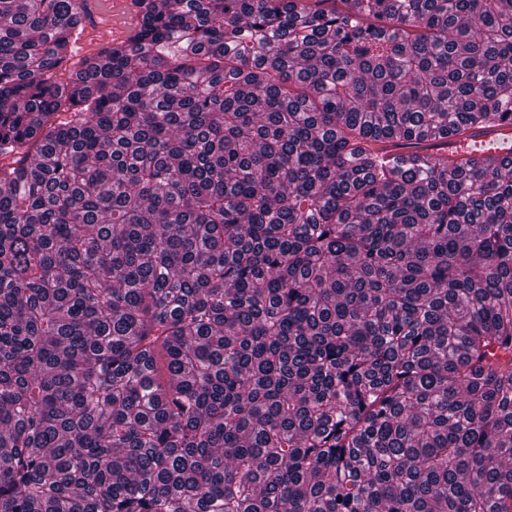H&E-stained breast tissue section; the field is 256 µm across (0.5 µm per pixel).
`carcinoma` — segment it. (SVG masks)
Masks as SVG:
<instances>
[{
    "instance_id": "1",
    "label": "carcinoma",
    "mask_w": 512,
    "mask_h": 512,
    "mask_svg": "<svg viewBox=\"0 0 512 512\" xmlns=\"http://www.w3.org/2000/svg\"><path fill=\"white\" fill-rule=\"evenodd\" d=\"M132 5L0 0V512H512V0ZM100 21L98 18V23L92 21L90 26L87 21L85 23V29L80 39L83 43L84 56L95 54L103 43L112 41L111 38L115 35L112 29L101 27ZM448 142V157L454 159L470 151L474 156L491 155L499 159L512 158V128L491 126L473 127L466 133V139L448 136L437 140V144ZM451 152H454L451 155Z\"/></svg>"
}]
</instances>
